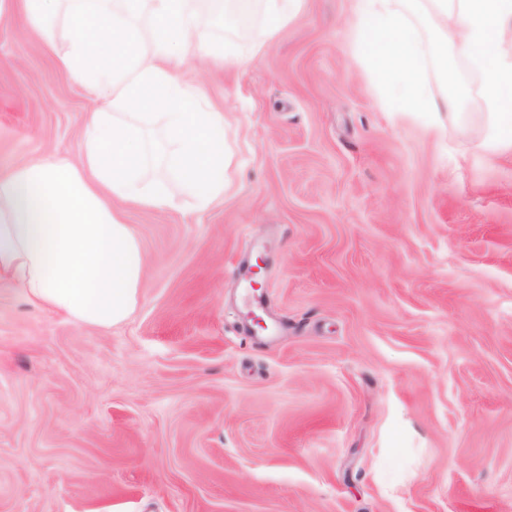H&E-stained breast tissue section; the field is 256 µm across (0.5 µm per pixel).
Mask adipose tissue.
<instances>
[{
  "mask_svg": "<svg viewBox=\"0 0 512 512\" xmlns=\"http://www.w3.org/2000/svg\"><path fill=\"white\" fill-rule=\"evenodd\" d=\"M68 46L57 64L111 103L91 113L77 158L49 155L0 172V280L37 307L109 328L135 308L144 259L122 208L173 207L147 179L154 147L139 108L160 109L174 149L166 170L199 208L224 195V115L200 106L185 64L236 69L249 47L214 43L200 0H68Z\"/></svg>",
  "mask_w": 512,
  "mask_h": 512,
  "instance_id": "1",
  "label": "adipose tissue"
}]
</instances>
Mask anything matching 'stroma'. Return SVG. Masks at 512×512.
<instances>
[{"label": "stroma", "mask_w": 512, "mask_h": 512, "mask_svg": "<svg viewBox=\"0 0 512 512\" xmlns=\"http://www.w3.org/2000/svg\"><path fill=\"white\" fill-rule=\"evenodd\" d=\"M202 8L216 43L264 40L256 0ZM352 11L308 0L234 72L186 69L224 196L126 210L127 320L0 283V512H512V150L480 74L439 136L384 106ZM66 37L0 11V171L75 155L98 109Z\"/></svg>", "instance_id": "1"}]
</instances>
